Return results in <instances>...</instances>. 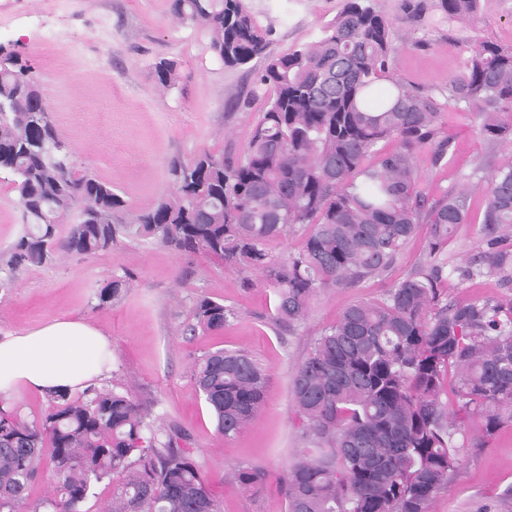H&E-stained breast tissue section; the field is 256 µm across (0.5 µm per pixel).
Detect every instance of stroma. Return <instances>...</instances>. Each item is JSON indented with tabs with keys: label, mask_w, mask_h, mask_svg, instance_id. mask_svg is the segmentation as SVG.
Returning a JSON list of instances; mask_svg holds the SVG:
<instances>
[{
	"label": "stroma",
	"mask_w": 512,
	"mask_h": 512,
	"mask_svg": "<svg viewBox=\"0 0 512 512\" xmlns=\"http://www.w3.org/2000/svg\"><path fill=\"white\" fill-rule=\"evenodd\" d=\"M267 33L268 50L283 55L318 41L344 0H246ZM393 24L396 70L412 88L431 89L458 74L474 41L512 49V0H480L466 22L440 21L435 0H368ZM172 0H0V50L20 53L42 85L47 105L74 160L111 183L130 212L151 209L167 189L172 159L207 150L243 156L252 128L274 95L256 75L260 61L229 68L210 48L206 31L179 22ZM176 62L180 82L160 91L159 59ZM451 152L434 163L418 151L420 186L430 201L459 189L474 167L490 176L512 160V141L491 143L474 109L448 107L442 117ZM482 194L471 196V223L448 246L453 272L442 284L445 300L470 302L501 294L492 279L468 281L455 267L480 257ZM16 192L0 175V257L21 231ZM426 235L418 233L385 275L353 288H328L310 303L294 328L270 318L275 298L263 286L243 287V276L223 260L185 255L159 244L125 240L112 249L17 270L0 288V336L56 318L84 320L112 340V371L103 387L121 385L147 404L152 416L184 433L224 512H286L282 477L296 446L291 381L314 339L351 304L381 298L425 260ZM131 275L134 286L100 304L97 294L112 277ZM236 313L224 330L184 334L197 296ZM241 349L268 372L259 416L240 434H217L214 418L190 379L192 355ZM461 465L432 512H512V425L486 445L460 450ZM241 463L268 474L262 488L241 492L225 475Z\"/></svg>",
	"instance_id": "stroma-1"
}]
</instances>
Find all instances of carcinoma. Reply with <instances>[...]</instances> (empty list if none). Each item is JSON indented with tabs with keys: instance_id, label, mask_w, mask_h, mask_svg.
<instances>
[{
	"instance_id": "carcinoma-1",
	"label": "carcinoma",
	"mask_w": 512,
	"mask_h": 512,
	"mask_svg": "<svg viewBox=\"0 0 512 512\" xmlns=\"http://www.w3.org/2000/svg\"><path fill=\"white\" fill-rule=\"evenodd\" d=\"M479 0H436L448 22L475 14ZM183 23L206 28L227 67L262 60L259 83L274 88L239 159L204 152L171 165V187L152 209L131 214L112 184L77 169L52 120L33 68L0 54V173L12 178L22 231L4 265L10 271L56 256H83L123 238L219 257L254 270L275 296L273 320L303 321L326 288H353L389 271L421 225L425 262L374 302L347 308L325 327L291 383L298 420L284 476L286 512H431L460 465L459 440L487 444L512 425V297L442 302L448 242L471 223L469 194L436 202L419 188L417 151L435 163L451 142L443 107L481 105L480 132L512 135V50L471 47L460 74L437 90H415L396 73L392 23L360 0H346L311 46L267 52L244 0H173ZM157 84L180 81L176 64L155 66ZM384 139L397 149L372 156ZM487 250L460 269L512 288V163L484 181ZM290 233L302 248L278 256L269 244ZM131 277L98 294L118 299ZM187 331H217L235 311L198 297ZM191 380L217 432L234 437L260 413L267 371L242 350L191 358ZM450 385L453 403L441 400ZM176 428L149 419L129 389L53 392L43 415L0 400V512H81L104 481L105 512H222ZM48 474L53 493L32 502L29 484ZM243 490L266 474L239 464Z\"/></svg>"
}]
</instances>
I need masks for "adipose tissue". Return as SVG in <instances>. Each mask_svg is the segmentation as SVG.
Listing matches in <instances>:
<instances>
[{
    "label": "adipose tissue",
    "mask_w": 512,
    "mask_h": 512,
    "mask_svg": "<svg viewBox=\"0 0 512 512\" xmlns=\"http://www.w3.org/2000/svg\"><path fill=\"white\" fill-rule=\"evenodd\" d=\"M112 368V342L80 319H56L0 337V399L20 389L40 392L85 388Z\"/></svg>",
    "instance_id": "1"
}]
</instances>
